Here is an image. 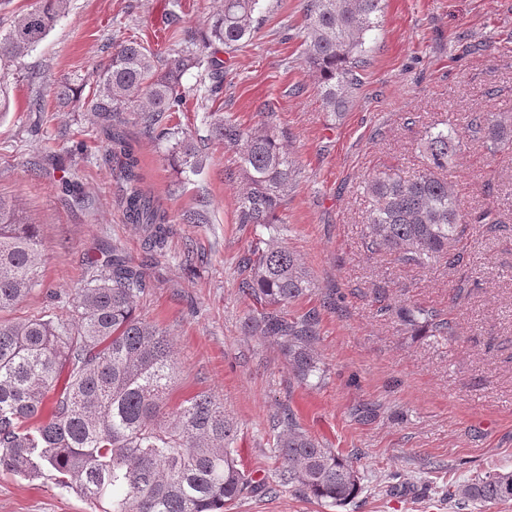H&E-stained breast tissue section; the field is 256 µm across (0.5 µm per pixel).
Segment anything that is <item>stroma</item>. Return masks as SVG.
<instances>
[{
	"label": "stroma",
	"instance_id": "obj_1",
	"mask_svg": "<svg viewBox=\"0 0 512 512\" xmlns=\"http://www.w3.org/2000/svg\"><path fill=\"white\" fill-rule=\"evenodd\" d=\"M305 0H266L253 45L224 54V89L188 97L171 122L190 132L204 166L182 174L168 163L169 141L127 125L143 188L170 217L165 248L148 263L136 315L166 330L177 365L172 398L205 391L223 400L237 429L241 468L261 478L275 464L278 422L291 410L324 447L353 459L363 489L332 507L292 492L255 494L229 512H512V503L458 505L449 486L478 472L512 470V152L490 153L462 138L449 168L469 208H493V224H470L457 245L461 265L405 266L367 251L364 176L421 169L426 128L462 127L469 112L512 106V0H384L362 86L341 116L323 111L318 75L303 47ZM222 0H69L46 37L0 69L10 100L0 118V197L37 224L42 284L6 312L22 321L72 315V297L91 261L110 246L133 261L143 236L125 216L124 184L92 113L62 107L56 83L91 95L112 43L133 38L165 56L178 10L197 29ZM41 100L35 117L29 106ZM270 104L301 174L282 208L279 241L314 286L287 307L318 316L315 349L322 378L303 383L273 339L243 329L261 307L242 292L245 260L266 230L237 221L245 186L236 154L205 137L208 112L245 127ZM70 177L81 204L68 202L50 160L75 148ZM188 210L198 224L180 223ZM443 314L452 335L401 326L386 307ZM0 512H96L53 480L0 471Z\"/></svg>",
	"mask_w": 512,
	"mask_h": 512
}]
</instances>
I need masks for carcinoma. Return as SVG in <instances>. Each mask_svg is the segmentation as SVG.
I'll use <instances>...</instances> for the list:
<instances>
[{
  "label": "carcinoma",
  "mask_w": 512,
  "mask_h": 512,
  "mask_svg": "<svg viewBox=\"0 0 512 512\" xmlns=\"http://www.w3.org/2000/svg\"><path fill=\"white\" fill-rule=\"evenodd\" d=\"M68 0H39L0 36V62L14 61L41 42L67 8ZM263 0H223L201 31L180 33L185 48L162 56L134 39L112 44L108 63L95 73L92 97L80 98L68 81L54 88L56 100L94 113L109 156L118 160L126 183L125 215L139 224L145 249L163 250L170 217L140 186L139 160L121 127L161 130L173 140L169 161L194 173L201 157L193 136L167 127L170 112L186 103L183 75L204 68L214 95L224 83L223 61L214 53L249 42L261 21ZM304 42L319 73L323 110L342 115L362 85L366 47L379 30L383 0H306ZM211 139L237 149V168L248 182L237 218L271 232L255 243L242 290L262 307L245 330L276 340L297 379L320 375L314 342L317 318L288 317L284 308L312 288L307 270L287 247L274 242L279 212L288 202L300 169L284 148L275 112L266 105L261 122L245 129L222 112L207 116ZM465 134L490 144L493 153L512 150V113L475 110ZM454 128L427 130L425 166L412 175L383 171L364 181L369 199L366 248L409 266L444 261L458 266L456 249L466 224H495L488 211L470 212L444 171L456 153ZM42 241L35 225L12 202L0 198V313L40 285ZM143 269L114 254L73 298L74 316L11 322L0 317V469L58 485L103 512H224V507L259 491L291 489L335 507L361 492L351 458L301 430L293 416L276 439L274 483L255 479L238 464L236 431L224 403L199 392L172 403L173 350L159 327L134 316L145 292ZM398 317L432 336L451 334L450 323L422 309ZM511 503L512 471L477 474L453 490L448 501Z\"/></svg>",
  "instance_id": "cac0c4a2"
}]
</instances>
